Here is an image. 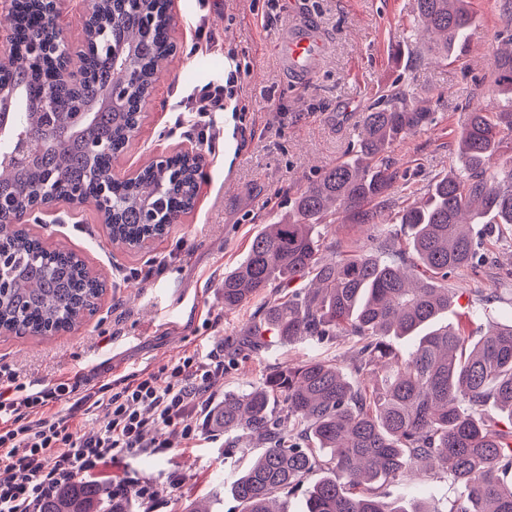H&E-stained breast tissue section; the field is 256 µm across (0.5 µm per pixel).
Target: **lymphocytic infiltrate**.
<instances>
[{"label": "lymphocytic infiltrate", "mask_w": 512, "mask_h": 512, "mask_svg": "<svg viewBox=\"0 0 512 512\" xmlns=\"http://www.w3.org/2000/svg\"><path fill=\"white\" fill-rule=\"evenodd\" d=\"M237 83L232 71L224 86L206 85L188 96L187 123L200 144L214 146L216 116L235 97ZM223 374V355L193 352L99 386L61 378L33 388L1 365L0 512H37L41 500L74 481L96 479L119 457L192 444L199 414L211 410L210 385ZM101 408L103 425L82 433L81 422Z\"/></svg>", "instance_id": "1"}]
</instances>
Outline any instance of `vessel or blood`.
I'll use <instances>...</instances> for the list:
<instances>
[{"instance_id":"b4317fda","label":"vessel or blood","mask_w":512,"mask_h":512,"mask_svg":"<svg viewBox=\"0 0 512 512\" xmlns=\"http://www.w3.org/2000/svg\"><path fill=\"white\" fill-rule=\"evenodd\" d=\"M325 42L311 21H295L285 29L278 40L275 53L280 67L292 83L308 81L324 55Z\"/></svg>"}]
</instances>
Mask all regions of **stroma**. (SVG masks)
Returning a JSON list of instances; mask_svg holds the SVG:
<instances>
[{
    "label": "stroma",
    "instance_id": "35a3bbf8",
    "mask_svg": "<svg viewBox=\"0 0 512 512\" xmlns=\"http://www.w3.org/2000/svg\"><path fill=\"white\" fill-rule=\"evenodd\" d=\"M267 4L172 0L170 38L176 53L113 171L123 177L156 154L194 147L176 124L180 102L205 84H224L233 69L241 91L235 112H224L221 124L224 132L235 133L239 146L228 150L219 142L204 152L192 209L143 249L112 245L91 207L75 218L63 208L58 223L31 224L47 244L81 255L105 290L95 315L68 332L46 338L0 335V364L14 369L22 382L45 387L76 376L102 384L160 368L193 349L236 352V365L210 386L217 402L258 385L277 366L328 358L351 369L352 348L343 340L271 341L257 350H240V334L259 318L262 301L225 310L224 275L243 260L264 225L287 212L298 189L348 158L363 115L392 86L411 88L437 118L435 126L388 152L410 188L423 194L431 179L459 168L456 135L475 86L493 79L492 62L501 47L497 35L505 19L499 0H470L476 29L469 46L431 61L415 32L416 0H295L296 9L314 18L328 42L318 74L295 85L273 51L291 11L280 9L269 19ZM201 18L207 24L200 30L196 22ZM329 240L340 251L361 247L383 255L405 236L399 225L368 228L340 214ZM476 260L478 273L463 271L448 280L457 291L456 312L471 313L478 296L504 281L512 268V238L480 248ZM228 440L224 432L206 428L192 447L122 457L109 471L158 486L147 512H183L191 502L204 503L210 512H242L221 482L252 458L225 456ZM379 494L391 504L422 500L448 512L455 489L446 474L433 471L420 480L393 482Z\"/></svg>",
    "mask_w": 512,
    "mask_h": 512
}]
</instances>
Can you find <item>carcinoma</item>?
I'll list each match as a JSON object with an SVG mask.
<instances>
[{
	"label": "carcinoma",
	"instance_id": "obj_1",
	"mask_svg": "<svg viewBox=\"0 0 512 512\" xmlns=\"http://www.w3.org/2000/svg\"><path fill=\"white\" fill-rule=\"evenodd\" d=\"M166 0H102L100 52L94 81L75 91L53 86L51 69L16 52L11 78L22 92L9 138L0 143V231L10 246L0 294V328L42 336L77 326L94 309L104 283L88 275L74 252L50 249L15 220L42 192L53 172L62 188L95 190L94 171L105 174L110 156L91 157L95 143L117 151L140 119L138 105L156 65L171 51ZM417 23L433 40L437 60L467 47L473 17L467 0H417ZM133 58L138 73L122 112H99L76 137L69 126L73 99L87 101L120 81L117 60ZM493 87L475 96H512V50L494 57ZM55 87L53 112H28ZM434 113L409 91L393 86L364 114L356 154L301 188L288 214L257 233L245 258L224 274V309L243 306L276 289L261 318L243 330L245 345L266 336L286 345L298 339L339 336L353 347L360 379L352 383L338 365L311 359L272 370L249 391L229 393L212 409L209 425L239 432L262 449L232 482L244 512H283L276 498L320 471L306 512H431L423 503L392 506L378 496L386 482L407 478L426 461L448 475L456 495L448 512H512V427L494 430L480 416L495 402L512 418L511 321L490 322L471 340L463 319L445 323L456 289L448 278L474 268L482 244L479 224L512 225V156L499 158L512 135V99L494 112L484 104L466 115L458 133L462 166L433 180L420 201L397 211L407 227L412 255L380 257L362 249L326 256L332 217L374 225L377 207L403 177L387 150L432 124ZM22 140H41L45 151L21 165L9 156ZM199 164H147L129 181L112 182V243L137 249L168 232L191 209ZM409 336L405 353L387 337ZM40 512H113L112 487L78 481L45 501Z\"/></svg>",
	"mask_w": 512,
	"mask_h": 512
}]
</instances>
